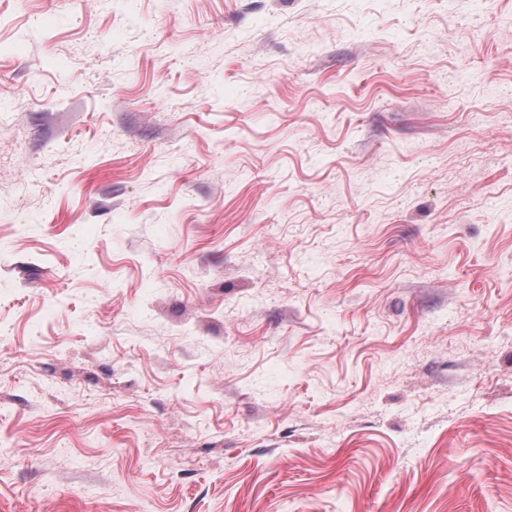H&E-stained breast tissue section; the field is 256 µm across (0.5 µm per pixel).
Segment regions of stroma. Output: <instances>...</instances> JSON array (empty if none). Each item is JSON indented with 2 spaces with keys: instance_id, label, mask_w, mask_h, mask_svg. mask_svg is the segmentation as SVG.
<instances>
[{
  "instance_id": "obj_1",
  "label": "stroma",
  "mask_w": 512,
  "mask_h": 512,
  "mask_svg": "<svg viewBox=\"0 0 512 512\" xmlns=\"http://www.w3.org/2000/svg\"><path fill=\"white\" fill-rule=\"evenodd\" d=\"M0 512H512V0H0Z\"/></svg>"
}]
</instances>
